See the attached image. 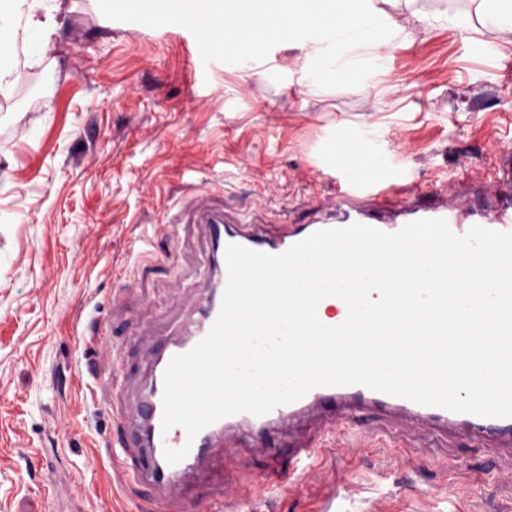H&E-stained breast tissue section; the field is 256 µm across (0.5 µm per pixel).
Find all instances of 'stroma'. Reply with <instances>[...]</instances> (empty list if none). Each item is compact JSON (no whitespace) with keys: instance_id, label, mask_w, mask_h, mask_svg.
<instances>
[{"instance_id":"stroma-1","label":"stroma","mask_w":512,"mask_h":512,"mask_svg":"<svg viewBox=\"0 0 512 512\" xmlns=\"http://www.w3.org/2000/svg\"><path fill=\"white\" fill-rule=\"evenodd\" d=\"M46 6L62 24L51 51L21 60L0 99V512H136L105 455L119 421L95 402L124 403L138 340L171 333L200 286L208 238L185 206L202 195L247 223H307L311 198L336 192L316 154L336 125L401 142V198L481 203L444 179L498 175L512 83L494 68L512 45L420 28L381 96L304 93L220 67L189 26L138 21L113 0ZM92 315L119 352L95 378L84 365L104 348L82 338ZM355 428L383 447L326 454L319 475L258 492L242 512H319L334 481L348 487L335 512H512L511 453L376 417Z\"/></svg>"}]
</instances>
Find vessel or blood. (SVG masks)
<instances>
[{"instance_id": "b4317fda", "label": "vessel or blood", "mask_w": 512, "mask_h": 512, "mask_svg": "<svg viewBox=\"0 0 512 512\" xmlns=\"http://www.w3.org/2000/svg\"><path fill=\"white\" fill-rule=\"evenodd\" d=\"M498 152L506 167L498 180L485 183L486 191L495 200L487 209L476 208L465 197L451 205L440 201L426 205L400 202L395 185L358 179L339 184L335 196L316 200V215L307 223H284L272 234L262 231L260 225L230 218L220 207H190L192 220L205 226L209 240L210 256L201 288L189 302L190 317L179 333L148 347L144 376L135 382V404L129 409H117L119 428L106 448L110 465L122 482L143 489L149 512H201L199 498L190 493L191 483L220 487L224 472L217 464L218 455L224 444H235L243 438L251 440L266 460L264 480L282 486L291 482L296 471L311 474L326 432L345 430L346 445L356 444L361 435L353 430L352 423L366 411L400 424L422 425L440 434H461L477 446L512 453V418H487L425 406L359 384L318 386L298 401L260 416L249 412L229 415L207 425L192 439L182 427H162L165 370L174 356L192 350L217 319L228 280V245L279 255L320 230L359 223L395 233L420 219L445 220L457 235L466 234L476 225L512 232V140L500 144ZM308 415L314 418L313 435L292 442L289 461H282L275 443L276 430ZM168 447L187 448L188 454L178 463H168L164 457Z\"/></svg>"}]
</instances>
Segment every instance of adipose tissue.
Segmentation results:
<instances>
[{"mask_svg": "<svg viewBox=\"0 0 512 512\" xmlns=\"http://www.w3.org/2000/svg\"><path fill=\"white\" fill-rule=\"evenodd\" d=\"M316 0H286L287 6L270 18L240 17L226 32L223 16L204 21L205 41L215 56H233L264 85L300 82L322 88L344 85L363 94L378 89L389 73V47L398 21L385 9L388 0H336L330 17L317 18ZM476 18L446 12L425 17L470 37L483 30L512 44V0H478ZM55 15L44 12L42 0H0V90L10 85L20 54L40 55L57 34ZM285 45L298 52L291 68L272 63L269 51Z\"/></svg>", "mask_w": 512, "mask_h": 512, "instance_id": "1", "label": "adipose tissue"}]
</instances>
